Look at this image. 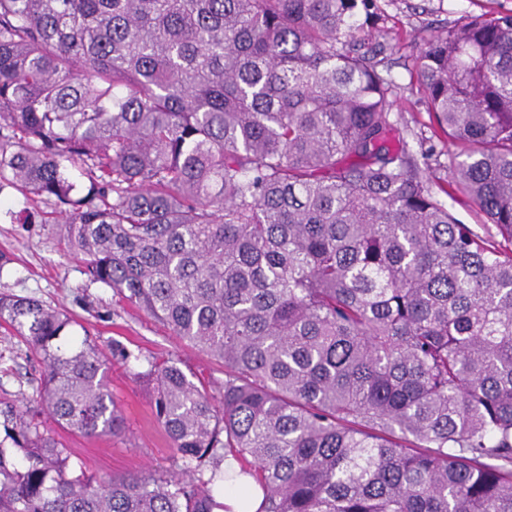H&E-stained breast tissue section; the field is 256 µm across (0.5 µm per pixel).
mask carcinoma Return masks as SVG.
<instances>
[{"mask_svg":"<svg viewBox=\"0 0 512 512\" xmlns=\"http://www.w3.org/2000/svg\"><path fill=\"white\" fill-rule=\"evenodd\" d=\"M384 21L379 0H0V191L224 366L147 361L179 469L98 478L46 420L121 433L106 376L139 357L0 293L44 367L0 406V512H220L229 489L244 512H512V11L420 49L418 153ZM226 454L240 470L205 475ZM446 200L448 201V209L463 224H469L480 235H487L488 230L495 233L494 226L492 224H485L486 219L476 213L469 204H465L462 201H453L449 197Z\"/></svg>","mask_w":512,"mask_h":512,"instance_id":"carcinoma-1","label":"carcinoma"}]
</instances>
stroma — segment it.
I'll return each instance as SVG.
<instances>
[{
  "instance_id": "obj_1",
  "label": "stroma",
  "mask_w": 512,
  "mask_h": 512,
  "mask_svg": "<svg viewBox=\"0 0 512 512\" xmlns=\"http://www.w3.org/2000/svg\"><path fill=\"white\" fill-rule=\"evenodd\" d=\"M388 27L400 34L388 58L398 88L392 111L401 125L419 132L428 115L414 77L415 57L431 33L468 15L512 11V0H380ZM10 212H0V253L10 262L0 270V292L35 297L66 309L99 343H123L138 362L113 363L109 371L112 397L125 418L124 431L113 437H86L60 432L74 463L101 478L161 473L174 468L170 440L158 423L149 389L135 374L145 358H172L190 375L220 379L223 367L187 346L162 323L112 289L89 283L84 266L73 255L61 223L28 224L24 198L10 192ZM26 347L0 334V399H15L31 390L42 368L25 356Z\"/></svg>"
}]
</instances>
